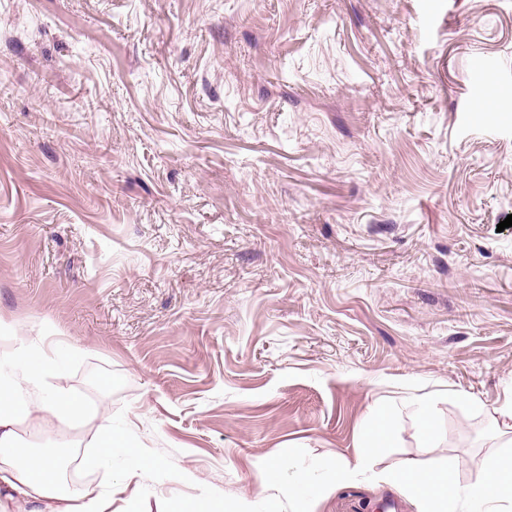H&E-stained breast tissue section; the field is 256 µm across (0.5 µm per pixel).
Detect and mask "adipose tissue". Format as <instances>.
Returning <instances> with one entry per match:
<instances>
[{
	"instance_id": "1",
	"label": "adipose tissue",
	"mask_w": 512,
	"mask_h": 512,
	"mask_svg": "<svg viewBox=\"0 0 512 512\" xmlns=\"http://www.w3.org/2000/svg\"><path fill=\"white\" fill-rule=\"evenodd\" d=\"M13 332V349L0 357V512H22L31 503L38 504V512H112L111 499L68 483L59 449L20 443V424L36 431L53 422L95 423L96 452L89 459L94 466L154 471L157 460L130 454L111 417L88 409L65 385L63 359L75 355L73 346L49 352L42 337L29 335L25 326H15ZM394 438L389 410L376 407L358 435L355 461L327 467L323 485L304 479L292 484L289 495L302 502L328 495ZM381 481L400 491L414 512H512V451L490 456L482 477L469 483L461 482L452 466L426 467L409 461L397 463Z\"/></svg>"
}]
</instances>
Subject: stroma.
I'll use <instances>...</instances> for the list:
<instances>
[{"mask_svg":"<svg viewBox=\"0 0 512 512\" xmlns=\"http://www.w3.org/2000/svg\"><path fill=\"white\" fill-rule=\"evenodd\" d=\"M511 214L512 0H0V322L77 345L68 387L161 463L41 432L113 512H264L280 457V512H409L374 485L402 460L478 479ZM379 405L371 468L290 500Z\"/></svg>","mask_w":512,"mask_h":512,"instance_id":"35a3bbf8","label":"stroma"}]
</instances>
